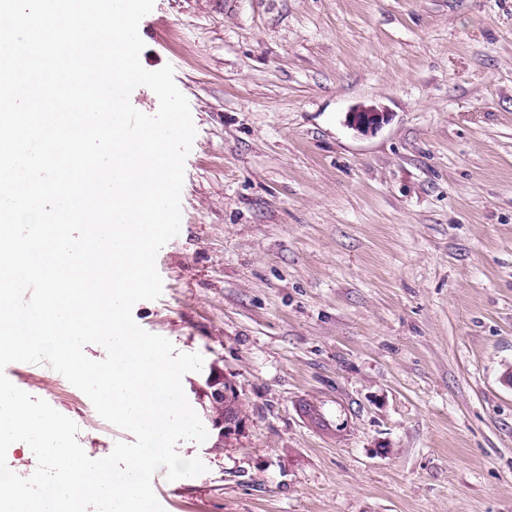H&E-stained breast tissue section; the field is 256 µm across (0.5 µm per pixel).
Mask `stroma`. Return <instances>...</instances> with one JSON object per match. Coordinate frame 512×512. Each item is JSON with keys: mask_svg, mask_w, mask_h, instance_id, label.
<instances>
[{"mask_svg": "<svg viewBox=\"0 0 512 512\" xmlns=\"http://www.w3.org/2000/svg\"><path fill=\"white\" fill-rule=\"evenodd\" d=\"M139 34L196 136L133 318L202 355V423L215 372L244 420L178 443L206 470L157 472L164 512H512V0H155ZM12 368L89 457L134 442ZM383 121L384 114L371 106L352 109L346 115L348 126L361 132L376 130Z\"/></svg>", "mask_w": 512, "mask_h": 512, "instance_id": "stroma-1", "label": "stroma"}]
</instances>
